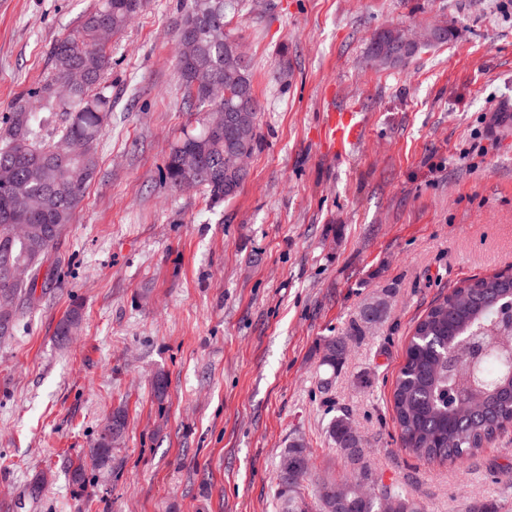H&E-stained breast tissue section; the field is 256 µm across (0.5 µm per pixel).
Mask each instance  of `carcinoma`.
<instances>
[{
	"mask_svg": "<svg viewBox=\"0 0 512 512\" xmlns=\"http://www.w3.org/2000/svg\"><path fill=\"white\" fill-rule=\"evenodd\" d=\"M147 0H100L88 13L77 32L58 40L52 57L55 75L35 92L41 99L38 112L25 110L20 100L3 121L0 129V173L10 177L8 186H0V294L11 301H32L40 270L48 259L66 225L74 214L95 176L99 158L95 144L104 136L110 97L104 93L105 76L112 69V57L101 42L103 29L115 34L141 13ZM239 0H186L176 32V55L185 54L186 35L183 27L195 22L192 31L194 50L202 67H182L180 77L185 87L188 110L201 115L196 126L183 134L170 148L162 172V182L171 188L186 177L198 179L215 202L231 199L246 175L224 173V140L212 136L210 121L226 107L202 94H193V83L203 70L224 78L227 61L224 41L236 40L224 34L225 18L239 12ZM384 31L370 42L371 56L384 66L406 64L416 52L400 55L390 61L379 55ZM236 84L245 85L243 109L260 122V106L254 94L249 64H238ZM84 73L86 83L80 88L68 85V73ZM65 116L61 130L63 143L46 139L56 113ZM198 150L205 156L202 172L184 166V154ZM26 207L22 217L11 209L13 198ZM28 267V277L18 280L13 269ZM512 303V276L494 275L476 278L452 289L435 302L418 321L405 351L393 391L392 411L399 430L401 447L414 457L429 463H463L477 456L485 445L512 426V374L496 357L488 358L476 376L469 396L471 410L462 413L448 400L455 386L464 378L466 342L477 334L492 340V331L501 316V307ZM386 304L376 298L365 303L358 319L351 321L340 336L323 340L321 365L337 371L347 359V340L362 336L367 325L380 321ZM81 320L76 305L59 321L56 336L64 341L72 335ZM455 353L454 369H448V354ZM353 421L346 410H340L328 422L326 433L337 448H350L343 456L349 478L342 480L324 475L311 482L306 446L301 438H293L280 455L278 466L291 465L288 480L276 476L277 494L282 512H381L382 498L391 496L401 501L404 512H425V507L399 487L379 481L366 461L364 443L351 437ZM120 438L101 433L91 454L101 466L112 464V448ZM366 482L372 493L363 498L349 492L350 481Z\"/></svg>",
	"mask_w": 512,
	"mask_h": 512,
	"instance_id": "cac0c4a2",
	"label": "carcinoma"
}]
</instances>
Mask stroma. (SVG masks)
<instances>
[{"label":"stroma","mask_w":512,"mask_h":512,"mask_svg":"<svg viewBox=\"0 0 512 512\" xmlns=\"http://www.w3.org/2000/svg\"><path fill=\"white\" fill-rule=\"evenodd\" d=\"M180 4L149 0L110 38L98 172L50 253L53 280L0 338V512H280L290 439L313 473H345L325 435L336 408L377 477L427 512H512V427L465 464L425 463L400 448L392 411L417 320L462 281L512 269V0H242L228 29L262 146L218 203L160 179L195 125ZM97 5L0 0V116L50 80L54 43ZM439 24L454 38L404 66L369 55L382 29ZM345 107L364 137L339 156L323 132ZM377 296L383 320L321 394L323 339ZM75 305L81 322L59 344ZM121 405L125 437L102 468L87 453Z\"/></svg>","instance_id":"obj_1"}]
</instances>
